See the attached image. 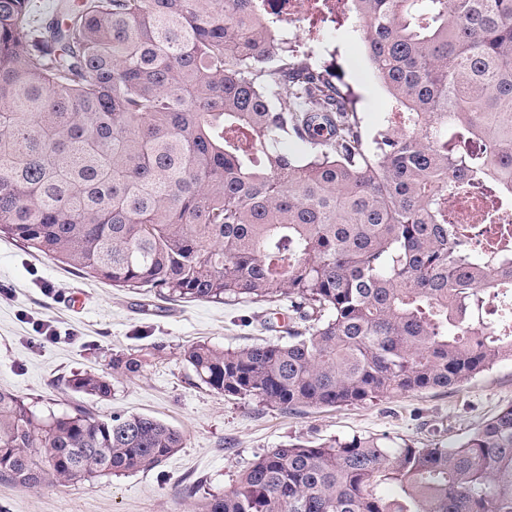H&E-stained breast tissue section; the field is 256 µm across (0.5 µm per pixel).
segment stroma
Here are the masks:
<instances>
[{"instance_id": "35a3bbf8", "label": "stroma", "mask_w": 512, "mask_h": 512, "mask_svg": "<svg viewBox=\"0 0 512 512\" xmlns=\"http://www.w3.org/2000/svg\"><path fill=\"white\" fill-rule=\"evenodd\" d=\"M332 64L359 96L365 143L382 129L390 96L375 78L360 36L331 28ZM283 303L174 302L112 287L0 236V388L28 397L43 417L83 406L99 416L138 413L179 428L185 445L159 466L89 484L27 489L0 480V512H188L178 491L224 492L255 456L295 440L389 437L455 443L512 404V363L505 361L460 388L396 395L374 402L285 414L228 399L196 378L184 347L221 348L286 336ZM118 355L140 359L139 373H113ZM107 375L112 394L91 400L67 387L73 373Z\"/></svg>"}]
</instances>
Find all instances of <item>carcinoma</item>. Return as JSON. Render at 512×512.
Returning a JSON list of instances; mask_svg holds the SVG:
<instances>
[{"label": "carcinoma", "instance_id": "1", "mask_svg": "<svg viewBox=\"0 0 512 512\" xmlns=\"http://www.w3.org/2000/svg\"><path fill=\"white\" fill-rule=\"evenodd\" d=\"M412 130L368 153L356 98L289 52L256 0H0V233L117 288L288 302L286 341L183 350L199 381L282 412L457 388L512 361V0H352ZM292 137L306 147L283 148ZM486 199L500 268L448 193ZM134 357L112 370L139 372ZM101 399L109 379L72 375ZM147 415L44 419L0 389V480L152 469ZM191 512H512V405L460 443L286 442Z\"/></svg>", "mask_w": 512, "mask_h": 512}]
</instances>
